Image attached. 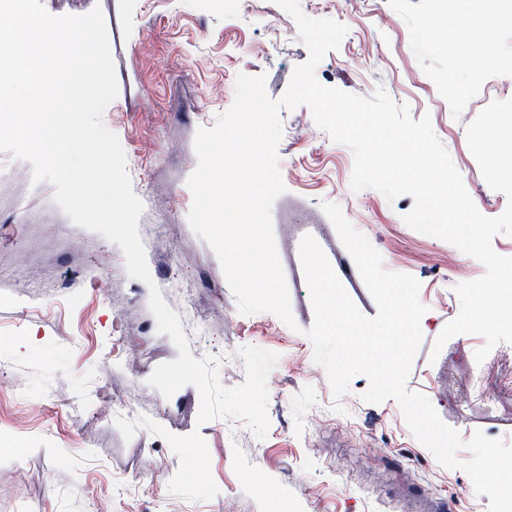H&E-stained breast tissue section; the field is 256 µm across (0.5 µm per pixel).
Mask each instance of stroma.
<instances>
[{
	"label": "stroma",
	"instance_id": "1",
	"mask_svg": "<svg viewBox=\"0 0 512 512\" xmlns=\"http://www.w3.org/2000/svg\"><path fill=\"white\" fill-rule=\"evenodd\" d=\"M313 19L345 23L337 49L317 66L325 86L368 97L382 90L429 118L479 211L500 215L506 197L484 181L467 143V126L490 102L512 97V0L494 15L495 56L461 70L460 45L443 43L431 18L436 0H379L345 22L340 8L300 0ZM100 8L119 93L103 121L124 147L134 193L143 204L139 233L154 283L169 307L179 288L197 291L211 323L191 345L194 358L254 346L277 353L267 379L266 438L240 419L199 422L195 386L164 397L148 372L129 375L112 349L121 326L153 321L148 296L126 306L133 280L117 244L75 224L54 202L51 183L34 182L32 166L10 151L15 170L0 180V512H488L469 475L443 466L410 430L396 399L364 400L366 376L335 396L305 373L314 347L306 331L314 310L299 255L312 234L331 266L350 254L323 210L338 205L365 234L386 270L413 276L427 311L422 341L406 381L426 396L462 440L475 432L512 438V361L482 337L458 334L433 345L461 311L457 284L484 265L454 245L403 220L411 196L387 200L373 188L353 191L352 150L319 128L308 107L281 111L278 144L285 191L272 223L293 325L270 312L239 313L211 247L188 222L187 180L198 157V129L213 127L235 98L239 74L265 76L280 99L309 52L299 31L274 37V0H253L240 18L232 0H58L55 16ZM483 368L502 395L494 408L470 398L466 375ZM152 398L149 424L115 418L113 406L137 394Z\"/></svg>",
	"mask_w": 512,
	"mask_h": 512
}]
</instances>
